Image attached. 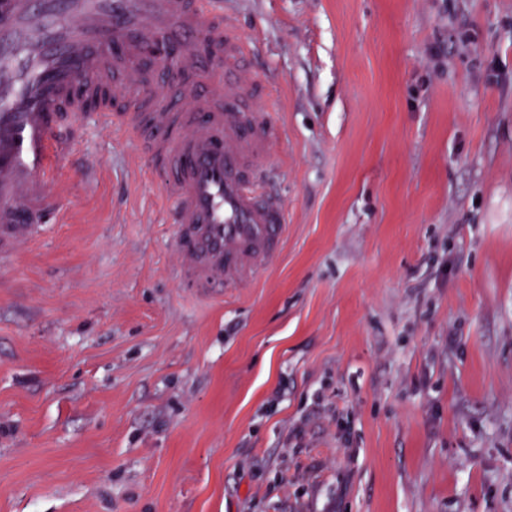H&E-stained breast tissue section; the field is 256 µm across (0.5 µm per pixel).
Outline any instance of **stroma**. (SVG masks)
Masks as SVG:
<instances>
[{"label":"stroma","mask_w":512,"mask_h":512,"mask_svg":"<svg viewBox=\"0 0 512 512\" xmlns=\"http://www.w3.org/2000/svg\"><path fill=\"white\" fill-rule=\"evenodd\" d=\"M288 237L175 278L89 113L0 263V512H512V0H224Z\"/></svg>","instance_id":"35a3bbf8"}]
</instances>
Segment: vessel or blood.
Listing matches in <instances>:
<instances>
[{
    "mask_svg": "<svg viewBox=\"0 0 512 512\" xmlns=\"http://www.w3.org/2000/svg\"><path fill=\"white\" fill-rule=\"evenodd\" d=\"M244 50L217 0H0V260L58 207L46 176L93 109L165 172L184 287L211 297L253 282L281 251L288 211L262 189L267 102L226 83ZM160 72L180 101L155 92Z\"/></svg>",
    "mask_w": 512,
    "mask_h": 512,
    "instance_id": "vessel-or-blood-1",
    "label": "vessel or blood"
}]
</instances>
